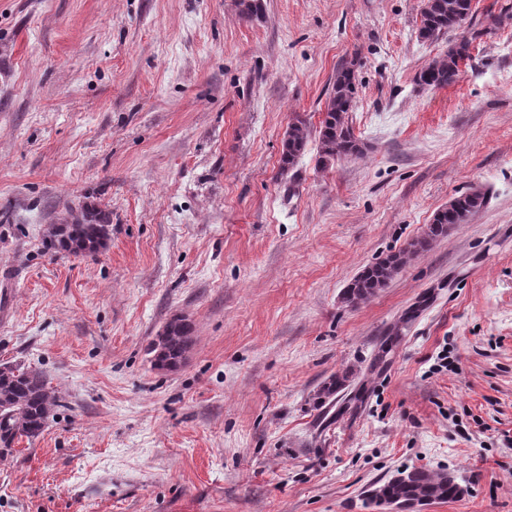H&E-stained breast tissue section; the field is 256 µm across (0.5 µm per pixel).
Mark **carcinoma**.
Returning a JSON list of instances; mask_svg holds the SVG:
<instances>
[{
  "instance_id": "cac0c4a2",
  "label": "carcinoma",
  "mask_w": 512,
  "mask_h": 512,
  "mask_svg": "<svg viewBox=\"0 0 512 512\" xmlns=\"http://www.w3.org/2000/svg\"><path fill=\"white\" fill-rule=\"evenodd\" d=\"M241 13L249 19L263 15L264 0H239ZM473 14V0H427L421 13L418 35L431 40L460 29ZM470 39L462 35L424 67L417 81L429 87H446L455 83L461 73L460 64L469 57ZM357 95L355 62L350 61L336 70L332 88L326 100L323 119L318 131L320 162L327 166L343 158L360 157L364 146L349 122ZM311 137L307 123L297 118L285 132L280 157V169L293 168L304 153ZM487 203V194L473 190L454 198L448 207L438 211L424 235L416 242L384 260L366 267L345 288L343 300L351 306L366 301L387 286L403 264L406 255L427 248L434 240L448 233V226L465 224ZM110 219L103 211H69L59 223L47 228L51 248L73 256L97 253L110 235ZM163 343H151L154 367L177 369L190 346L191 324L183 317H174L165 326ZM349 373H336L321 387L317 400L324 403L337 399L347 387ZM58 398L49 386L46 374L24 363H0V457L14 451L15 443L25 438H38L45 430ZM456 477L449 472H433L414 468L400 473L372 491L374 498H399L405 501L449 500L457 496Z\"/></svg>"
}]
</instances>
